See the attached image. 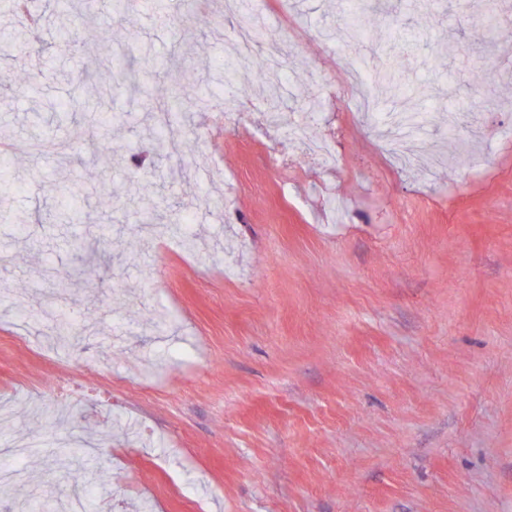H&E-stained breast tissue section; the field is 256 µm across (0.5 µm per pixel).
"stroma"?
Listing matches in <instances>:
<instances>
[{
    "label": "stroma",
    "mask_w": 512,
    "mask_h": 512,
    "mask_svg": "<svg viewBox=\"0 0 512 512\" xmlns=\"http://www.w3.org/2000/svg\"><path fill=\"white\" fill-rule=\"evenodd\" d=\"M367 4V53L420 92L419 135L375 124L342 84L343 0L176 14L139 0L120 20L112 0L80 17L36 0L38 40L0 49L15 174L0 203V468L16 474L0 512H63L75 466L87 512H512V59L481 80L485 58L449 48L482 42L512 0ZM257 14L249 67L225 84L213 62ZM101 52L213 92L173 117L127 91L101 102ZM273 54L274 111L260 93ZM102 108L118 119L104 154ZM322 141L328 168L308 151ZM50 183L81 188V223H59ZM149 201L163 226L136 233ZM90 241L108 259L83 267ZM78 266L66 314L81 334L62 347L55 275Z\"/></svg>",
    "instance_id": "obj_1"
}]
</instances>
